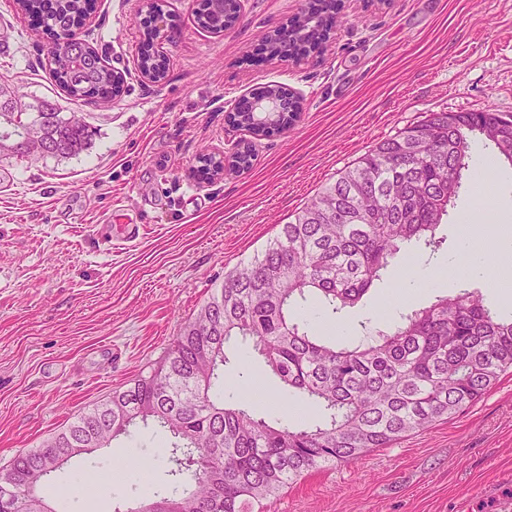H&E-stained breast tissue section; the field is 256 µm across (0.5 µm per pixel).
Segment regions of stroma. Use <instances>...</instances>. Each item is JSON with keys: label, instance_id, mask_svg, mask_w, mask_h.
I'll use <instances>...</instances> for the list:
<instances>
[{"label": "stroma", "instance_id": "stroma-1", "mask_svg": "<svg viewBox=\"0 0 512 512\" xmlns=\"http://www.w3.org/2000/svg\"><path fill=\"white\" fill-rule=\"evenodd\" d=\"M199 5L94 0L81 38L127 77L112 100L75 101L51 73L54 36L16 0H0V81L96 131L71 159H0V466L148 371L225 271L377 142L432 111L512 118V0H344L329 41L300 64L253 55L301 0H241L221 36L197 25ZM148 13L168 36L158 83L132 71ZM271 84L300 97L299 122L253 140L247 172L199 181L202 155L247 139L227 121L238 98ZM500 208L512 210L506 163L492 187L474 185L456 203L460 215ZM123 224L139 225L135 244L121 243ZM438 234L439 250L405 252L357 307L334 315L308 303L301 319L351 343L462 287L512 315V297L485 282L493 259L483 243L471 244L477 273L462 278L459 224ZM226 354L225 404L246 402L272 423L319 420L309 404L283 399L249 344ZM168 444L164 431L141 427L74 458L54 479L66 491L57 512H128L166 491ZM135 464L145 479L112 484ZM265 512H512V373L461 414L357 464L310 471Z\"/></svg>", "mask_w": 512, "mask_h": 512}]
</instances>
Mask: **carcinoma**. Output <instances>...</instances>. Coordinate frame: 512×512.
Instances as JSON below:
<instances>
[{"label": "carcinoma", "mask_w": 512, "mask_h": 512, "mask_svg": "<svg viewBox=\"0 0 512 512\" xmlns=\"http://www.w3.org/2000/svg\"><path fill=\"white\" fill-rule=\"evenodd\" d=\"M89 0H20L59 36L81 26ZM331 6L289 22L288 55L305 57L324 41ZM319 25L310 26L311 20ZM197 24L220 23L202 0ZM56 84L75 100L108 101L117 73L80 40L52 48ZM141 66L166 75L168 59L144 52ZM0 87V158L68 159L92 142L94 128L47 101H8ZM512 165V119L496 112H431L376 143L279 225L250 259L225 272L163 357L66 428L0 468V512H53L32 475L55 473L78 455L106 448L140 426L170 434L171 492L133 512H255L290 481L314 469L352 465L373 448L451 418L512 370V317L477 291L436 297L401 316L389 332L350 345L313 333L299 315L314 298L332 313L358 304L400 253L437 243L473 176L471 148ZM240 338L286 390L316 407V424L272 425L245 405L213 396L224 382L225 345Z\"/></svg>", "instance_id": "carcinoma-1"}]
</instances>
